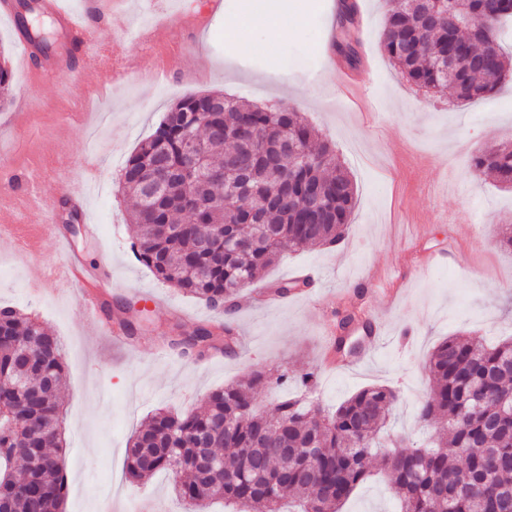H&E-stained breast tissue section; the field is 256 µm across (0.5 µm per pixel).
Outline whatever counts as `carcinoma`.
I'll list each match as a JSON object with an SVG mask.
<instances>
[{
    "label": "carcinoma",
    "mask_w": 512,
    "mask_h": 512,
    "mask_svg": "<svg viewBox=\"0 0 512 512\" xmlns=\"http://www.w3.org/2000/svg\"><path fill=\"white\" fill-rule=\"evenodd\" d=\"M17 7L21 32L41 55L62 47L34 17L37 0H18ZM462 7L466 22L443 12L429 17L424 4L396 0L386 8L380 46L407 82L426 89L448 83L458 99L469 101L512 80V53L500 42L503 25L512 21V0H464ZM354 17V6L345 4L343 38L336 42L351 66L359 62L350 36ZM445 50L456 54L451 76L435 66ZM10 82L11 70L0 62V110L10 104ZM287 137L299 155L277 151ZM192 140L204 156L198 174L188 177ZM161 168L170 184L154 191ZM472 168L511 187L512 145L479 151ZM119 182L134 201L128 221L140 261L172 287L229 313L240 289L281 250L339 242L356 205L354 183L332 145L300 113L286 103L258 106L222 92L175 102L126 160ZM217 224L235 225L242 248H226ZM218 329L220 336L203 324L189 336H174L173 344L200 355L236 346L230 325ZM31 338L33 364L24 368L16 363L17 344ZM62 351L61 340L40 321L0 308V377L26 387L20 397L0 386V512H62ZM427 368L432 386L417 417L443 429L430 448L394 439L393 450L381 451L398 402L392 388L365 387L334 411L301 395L278 397L268 414L256 406L254 389L275 391L288 373L257 372L209 393L202 411L156 412L129 443L128 478L168 472L187 512H205L218 498L232 512H280L289 499L300 512H340L372 477L378 454L399 512H512V411L501 405L512 394V340L489 345L451 337L434 348ZM208 455L216 461L211 470L202 466Z\"/></svg>",
    "instance_id": "1"
}]
</instances>
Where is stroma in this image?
I'll use <instances>...</instances> for the list:
<instances>
[{
    "label": "stroma",
    "mask_w": 512,
    "mask_h": 512,
    "mask_svg": "<svg viewBox=\"0 0 512 512\" xmlns=\"http://www.w3.org/2000/svg\"><path fill=\"white\" fill-rule=\"evenodd\" d=\"M105 2L126 28L103 41L112 81L92 98L79 83L30 82L18 64L14 23L0 15L12 98L30 101L25 131L0 136V163L17 173L40 164L41 189L51 207L60 208L64 182L94 151L89 126L69 116L98 114L108 124L112 150L99 158L83 221L97 225L99 235L82 233L70 243L86 267H110L111 283L99 286L105 300L134 303L149 290L160 301L146 306L147 323L123 345L81 321L71 297L32 292L57 256L53 241L40 258L28 260L0 240V307L35 315L64 344L63 512H128L130 502L143 499L163 512H184L169 475L143 484L126 480L130 437L157 410L202 408L209 392L255 371L287 372L284 397L297 392V375L315 372L309 400L330 410L364 387H395L402 401L391 416L392 438L428 441L435 429L418 422L415 406L430 388L426 361L433 348L450 336L512 337V247L503 234L512 225V188L470 167L478 151L512 141V85L462 102L448 88L428 93L403 82L380 48L385 0H360L364 25L350 30L359 65L370 70L363 99L339 90L342 58L330 65L321 60L328 26L323 0H274L281 11L300 13L302 22L270 51L243 50L226 38L224 23L236 19L241 0H221L216 13L207 10V0H194L187 11L181 0H165L161 13L150 0ZM156 23L165 27L164 37L136 40L138 29ZM214 90L256 103L288 102L332 143L357 190L339 244L281 253L240 290L230 314L159 281L135 259L127 221L132 201L119 186L127 157L170 104ZM422 253L436 256L425 268ZM298 271L320 274V289L280 303L254 301L256 291ZM349 309L376 315L385 328L382 342L352 331L342 350L328 347L329 332ZM224 322L239 336L233 354L156 350L173 327L189 334L197 325ZM396 510L394 490L378 475L361 484L341 512Z\"/></svg>",
    "instance_id": "35a3bbf8"
}]
</instances>
